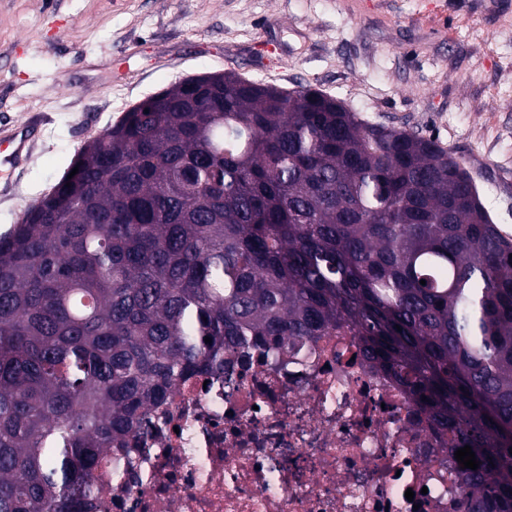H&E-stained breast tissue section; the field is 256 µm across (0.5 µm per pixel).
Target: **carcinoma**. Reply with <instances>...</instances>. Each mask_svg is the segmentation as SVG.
I'll list each match as a JSON object with an SVG mask.
<instances>
[{
    "mask_svg": "<svg viewBox=\"0 0 512 512\" xmlns=\"http://www.w3.org/2000/svg\"><path fill=\"white\" fill-rule=\"evenodd\" d=\"M76 166L0 238V512H92L99 458L188 376L338 330L471 446L469 512H512V240L433 140L225 72Z\"/></svg>",
    "mask_w": 512,
    "mask_h": 512,
    "instance_id": "cac0c4a2",
    "label": "carcinoma"
}]
</instances>
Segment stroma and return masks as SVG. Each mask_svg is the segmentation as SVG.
Wrapping results in <instances>:
<instances>
[{
    "mask_svg": "<svg viewBox=\"0 0 512 512\" xmlns=\"http://www.w3.org/2000/svg\"><path fill=\"white\" fill-rule=\"evenodd\" d=\"M228 71L434 139L512 239V0H0V129L42 122L0 233L120 106Z\"/></svg>",
    "mask_w": 512,
    "mask_h": 512,
    "instance_id": "stroma-1",
    "label": "stroma"
}]
</instances>
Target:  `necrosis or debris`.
Here are the masks:
<instances>
[{
	"mask_svg": "<svg viewBox=\"0 0 512 512\" xmlns=\"http://www.w3.org/2000/svg\"><path fill=\"white\" fill-rule=\"evenodd\" d=\"M353 349L344 332L276 363L255 348L179 384L147 440L101 459L99 512H467L454 454Z\"/></svg>",
	"mask_w": 512,
	"mask_h": 512,
	"instance_id": "necrosis-or-debris-1",
	"label": "necrosis or debris"
}]
</instances>
